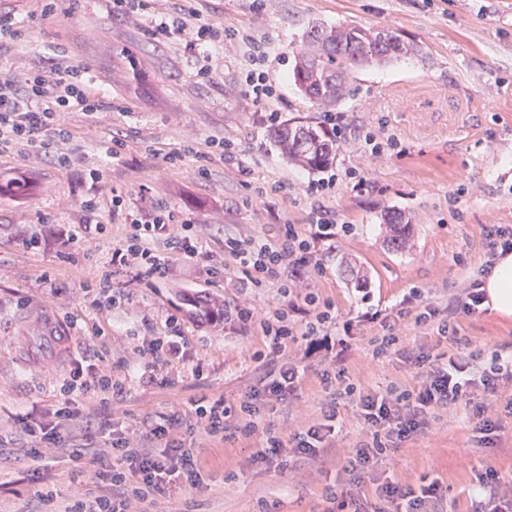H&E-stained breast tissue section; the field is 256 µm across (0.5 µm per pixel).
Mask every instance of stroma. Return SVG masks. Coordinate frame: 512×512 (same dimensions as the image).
Instances as JSON below:
<instances>
[{
    "label": "stroma",
    "mask_w": 512,
    "mask_h": 512,
    "mask_svg": "<svg viewBox=\"0 0 512 512\" xmlns=\"http://www.w3.org/2000/svg\"><path fill=\"white\" fill-rule=\"evenodd\" d=\"M195 6L203 17L266 44L265 69L279 89L269 109L284 120L323 121L324 107L303 97L291 77L309 24L385 27L418 52L353 72L348 95L333 107L342 126L336 160L313 173L279 155L265 109L241 90L240 76L251 67L247 44L214 47L218 74L201 84L192 52L155 43L143 26L112 17L106 0H57L48 14L42 0H0V9L35 19L26 42L0 49V64L17 57L72 60L122 105L97 116L72 113L71 165L37 162L22 149L0 156V173L25 181L0 196V434L11 438V458L0 463V512H18L28 489L27 467L16 460L28 444L18 415L37 419L51 408L76 357L99 355L104 367L124 375L136 365L143 339L169 335L173 318L203 371L171 364L151 387L129 378L113 404L126 425L187 409L202 397L239 403L266 372L288 362L302 372L297 395L266 410L264 423L288 441L333 401L335 445L318 464L300 460L278 469L253 461L254 440L225 442L198 430L192 446L206 463L204 486L173 489L146 512H339L332 494L352 479L344 452L371 438L344 385L411 389L422 369L406 362L402 350L455 352L438 326L450 318L449 303L485 269L488 229L512 225V0H265L260 11L252 0ZM115 138L125 148L112 159L106 150ZM220 139L234 143V157L221 156ZM189 141L195 153L167 164L166 155ZM97 166L102 175L95 181L89 171ZM202 167L209 170L204 179ZM311 183L323 185L322 195L306 194ZM116 191L132 199L138 216L163 204L197 224L210 257L175 262L170 278L152 287L115 274L112 286L124 299L106 309L85 286L107 267L130 222L129 214L112 211ZM89 199L107 229L71 260L59 236L82 222ZM393 210L412 228L399 251L384 242V216ZM323 218L330 229L320 227ZM286 224L310 242L311 253L304 273L288 266L284 274L296 281L298 296L311 292L331 306L336 321L328 333L346 345L342 360L311 346L299 316L295 340L270 354L260 322L286 305L280 283L244 287L238 260L224 251L229 239L277 243ZM32 237L39 249H24ZM351 258L367 270L366 284L345 270ZM214 264L224 265L223 276H211ZM200 297L223 299V316L212 319L191 306ZM243 308L251 320L238 319ZM429 308L435 316L420 321ZM453 318L471 348L512 352V318L482 307ZM52 320L65 328L54 348L46 345ZM390 334L399 338L397 349L375 354L377 339ZM327 371L334 374L328 384ZM511 397L512 381L495 396L474 392V404L501 420L500 431L487 436L476 431L471 406L440 410L428 429L387 449V475L405 486L440 477L448 487L446 512H469L479 474L490 469L512 482V418L503 415ZM46 474L62 494L97 481L93 468L65 455L52 459Z\"/></svg>",
    "instance_id": "obj_1"
}]
</instances>
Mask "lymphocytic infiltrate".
I'll use <instances>...</instances> for the list:
<instances>
[{
	"label": "lymphocytic infiltrate",
	"instance_id": "f902f5d3",
	"mask_svg": "<svg viewBox=\"0 0 512 512\" xmlns=\"http://www.w3.org/2000/svg\"><path fill=\"white\" fill-rule=\"evenodd\" d=\"M108 2L113 16L147 24L155 42L175 35L184 37L196 54L198 75L204 81L213 74L211 46L221 43L230 47L242 38L239 30L216 27L187 5L177 7L174 17L168 18L152 14L150 0ZM111 109L110 95L94 89L86 70L73 61L35 65L19 59L0 65V155L22 146L35 156L69 165L72 156L65 149L71 138L69 114L92 116ZM161 240L167 245L163 252L156 247ZM229 251L239 259L252 286L278 279L282 292L292 296L296 286L282 281L281 270L287 263L306 266L310 243L300 237L294 225L287 224L279 245L233 243ZM176 255L189 262L205 259L200 234L193 224L177 220L167 207H154L144 218L132 219L123 244L112 252L110 270L102 274L97 288L108 302L120 303L122 295L112 287L114 273H130L137 281H164ZM296 315L306 319L305 336L322 346L330 345L327 329L334 317L308 295L302 303L291 301L273 317L262 320L272 352L286 348L293 335L290 319ZM142 354L144 360L136 367L138 380L143 386H153L158 382V369L184 359V340L177 332L161 340L150 339ZM413 362L425 369L424 379L415 389L380 395L346 385L345 395L357 396L360 416L372 435L370 441L348 451L346 471L361 474L373 470L387 448L427 429L435 410L459 403L476 388L496 392L500 380L512 379V354L494 352L487 356L475 350L450 355L444 364L427 355L414 356ZM299 382L298 368L283 364L268 371L240 405H229L219 398L205 405L195 404L189 415L172 411L146 416L130 430L112 414L113 400L126 390L125 379L112 378L100 365L76 361L63 380L61 398L53 412L40 421L20 416L23 431L31 440L24 456L37 462L44 458L46 449L61 448L74 462L95 468L99 478L96 488L70 494L62 512H139L140 505L169 496L172 479H179L187 489L202 487L204 470L187 447L199 424L213 435L258 438L259 447L253 455L257 462L278 467L288 457L318 462L335 430V404L322 407L321 421L296 433L289 445L262 421V408L293 398ZM470 495L475 512H512V485L502 484L492 472L478 477ZM370 497L378 502L374 512H440L444 490L436 478L416 489L391 481L377 485L370 494L343 490L340 505L348 512H363Z\"/></svg>",
	"mask_w": 512,
	"mask_h": 512
}]
</instances>
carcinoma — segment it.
Instances as JSON below:
<instances>
[{
    "instance_id": "carcinoma-1",
    "label": "carcinoma",
    "mask_w": 512,
    "mask_h": 512,
    "mask_svg": "<svg viewBox=\"0 0 512 512\" xmlns=\"http://www.w3.org/2000/svg\"><path fill=\"white\" fill-rule=\"evenodd\" d=\"M415 52V45L404 44L384 29L315 24L303 37L293 69L294 84L312 103L334 105L346 94L348 74L353 69L369 60L387 63ZM270 139L288 161L311 171L328 168L336 158V140L304 121L278 124ZM385 221L389 228L387 247L403 249L410 225L396 212L386 215Z\"/></svg>"
}]
</instances>
